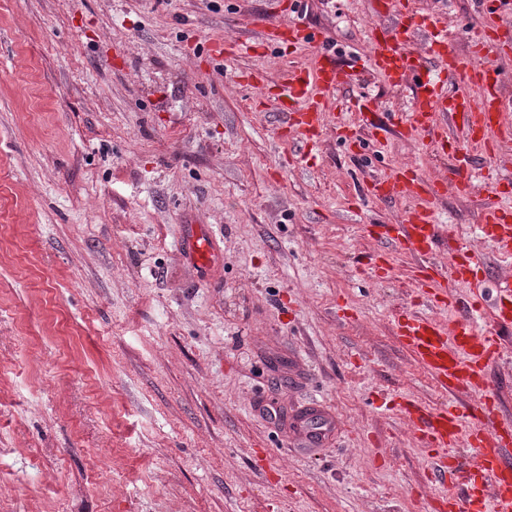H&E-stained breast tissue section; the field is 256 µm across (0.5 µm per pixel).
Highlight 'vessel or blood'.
<instances>
[{"label": "vessel or blood", "instance_id": "b4317fda", "mask_svg": "<svg viewBox=\"0 0 512 512\" xmlns=\"http://www.w3.org/2000/svg\"><path fill=\"white\" fill-rule=\"evenodd\" d=\"M375 9L393 17L396 32H373L366 62L387 84L409 88L412 96L408 111L386 114L380 122L369 121L371 132L376 134L395 125L428 137L438 152L453 159L443 180L429 181L416 170L398 167L365 190L372 200L411 201L412 209L404 221L388 225L385 241L420 260L423 275L417 286L427 303H437L444 292L449 308L457 312L446 329L413 311L399 315L396 334L400 343L448 393L447 404L432 410L409 400L403 401L401 408L413 433L441 452L434 469L455 489L454 494L440 501L441 512H512V424L503 421L486 379L488 368L500 358V348L494 335L480 331L476 324L477 315L485 307L490 308L496 322L512 324V295L486 303L478 287L483 263L470 250L454 249L444 267L430 261L440 236L434 198L448 190L468 196L501 188L496 171L474 175L473 154L480 151L499 156L502 142L512 138V126L505 122L512 113V96L505 91L504 74L498 66L499 61L512 57V47L493 45V36L501 26L493 12L486 14L483 28L473 35L469 52L461 55L450 43L447 25L414 12L411 0H377ZM417 35L422 38V47L413 52L408 43ZM284 39L316 50L313 63L290 73L276 95L282 125L300 145L290 163L303 166L319 154L326 126H346L342 114L334 110L332 94L338 86L351 82L354 75L337 66L325 37L296 26L268 23L260 43L235 40L226 46L216 42L211 52L232 58L257 53L259 47L273 46ZM452 79L461 84L454 93L448 90ZM451 121L462 127L464 141L448 138L445 127ZM481 226L499 254L512 257V211L487 207ZM180 249L203 265L215 263L220 256L215 239L205 228L183 241ZM462 286L470 289L465 301L456 293ZM461 394L476 398L475 423L468 429L463 426L457 401ZM462 445L469 447V454H459Z\"/></svg>", "mask_w": 512, "mask_h": 512}]
</instances>
